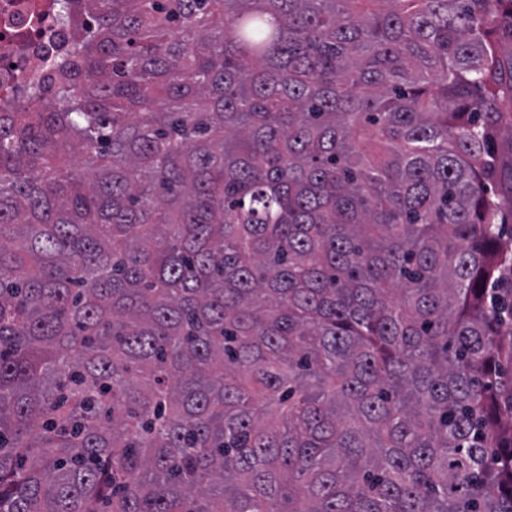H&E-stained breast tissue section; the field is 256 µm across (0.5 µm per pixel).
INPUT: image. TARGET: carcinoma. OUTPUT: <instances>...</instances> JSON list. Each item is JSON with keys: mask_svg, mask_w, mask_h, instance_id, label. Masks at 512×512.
Returning a JSON list of instances; mask_svg holds the SVG:
<instances>
[{"mask_svg": "<svg viewBox=\"0 0 512 512\" xmlns=\"http://www.w3.org/2000/svg\"><path fill=\"white\" fill-rule=\"evenodd\" d=\"M55 2L0 111V512H512V0ZM510 183L509 178L506 180L487 185V190L490 198L498 203L502 208V219L500 216L496 221L498 224V234L503 242H509L512 238V194L510 191ZM511 196V204L509 203V197ZM502 223V224H499ZM488 290L492 291L491 305L495 310H499L509 297L512 299V263L504 265Z\"/></svg>", "mask_w": 512, "mask_h": 512, "instance_id": "1", "label": "carcinoma"}]
</instances>
